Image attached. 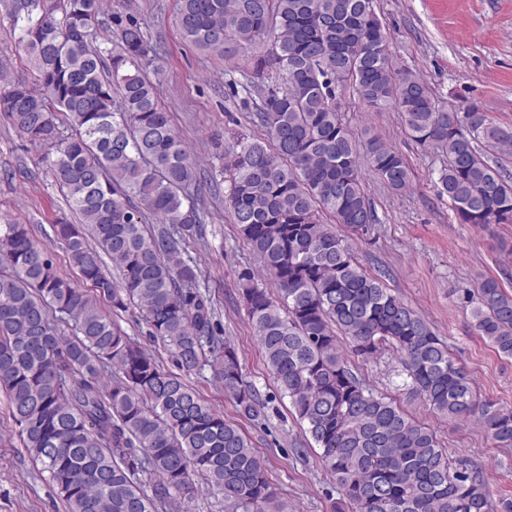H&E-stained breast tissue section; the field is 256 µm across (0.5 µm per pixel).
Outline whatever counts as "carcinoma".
I'll return each mask as SVG.
<instances>
[{"mask_svg": "<svg viewBox=\"0 0 512 512\" xmlns=\"http://www.w3.org/2000/svg\"><path fill=\"white\" fill-rule=\"evenodd\" d=\"M102 3L13 0L15 50L33 81L0 93V112L44 151L78 216L52 225L77 282L58 273L29 225L0 224V392L67 512H183L213 491L231 512H284L241 425L185 382L206 368L250 421L288 400L336 484L330 512H492L482 471L449 458L436 432L369 388L349 357L396 351L414 397L450 421L478 419L501 448H512V408L478 399L432 325L367 273L320 214L366 236L378 221L366 176L396 192L412 181L401 153L344 124L348 90L372 111L400 113L415 142L446 156L437 188L461 224H512V175L485 159L512 154V127L476 104L448 111L422 78L395 68L374 0H179L182 37L202 50L230 59L273 38L231 84L265 137L215 138L222 164L208 174L215 187L227 183L231 220L275 286H260L250 268L238 273L275 386L264 397L224 340L188 250L206 238L204 211L187 194L200 178L160 103V70L155 80L145 73L159 49L133 0ZM101 299L139 310L177 371L115 328ZM463 302L477 334L511 359L512 294L487 278Z\"/></svg>", "mask_w": 512, "mask_h": 512, "instance_id": "1", "label": "carcinoma"}]
</instances>
